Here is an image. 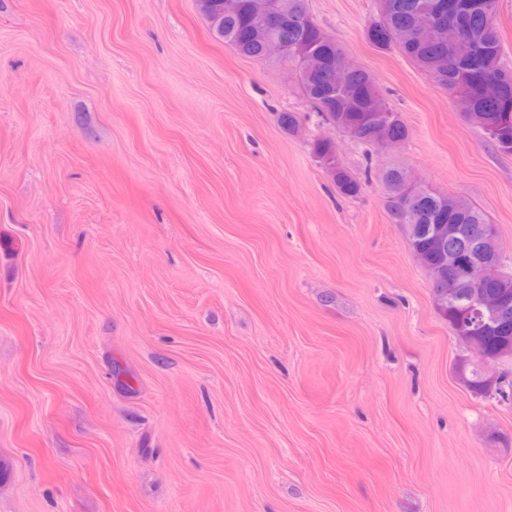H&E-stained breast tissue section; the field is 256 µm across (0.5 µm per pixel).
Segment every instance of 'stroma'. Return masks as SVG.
I'll return each instance as SVG.
<instances>
[{"label": "stroma", "instance_id": "35a3bbf8", "mask_svg": "<svg viewBox=\"0 0 512 512\" xmlns=\"http://www.w3.org/2000/svg\"><path fill=\"white\" fill-rule=\"evenodd\" d=\"M307 6L405 142L196 0H0V512H512V402L458 382L381 181L481 209L512 272V154L369 41L375 0ZM223 1L224 12L223 13ZM198 0V9L209 21L214 36L224 40V44L234 49L243 57L253 60H264V43L269 38L267 31H259L258 34L247 41H239L238 34L244 28L248 18L249 1L238 0L240 7L237 9V0ZM312 154L317 162L330 174L337 190L349 197L357 196L361 184L345 167L336 151V143L331 138H321L313 142Z\"/></svg>", "mask_w": 512, "mask_h": 512}]
</instances>
